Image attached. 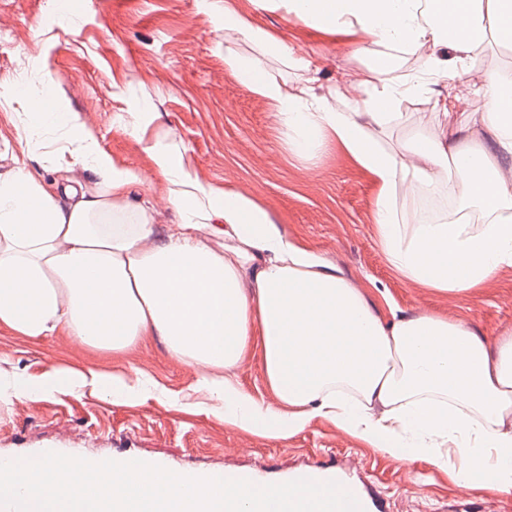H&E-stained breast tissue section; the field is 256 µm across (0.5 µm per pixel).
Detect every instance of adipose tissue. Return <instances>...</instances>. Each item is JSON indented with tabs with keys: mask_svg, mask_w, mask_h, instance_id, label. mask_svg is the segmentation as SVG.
Instances as JSON below:
<instances>
[{
	"mask_svg": "<svg viewBox=\"0 0 512 512\" xmlns=\"http://www.w3.org/2000/svg\"><path fill=\"white\" fill-rule=\"evenodd\" d=\"M302 20L370 35L378 50L361 112H339L310 83L289 88L254 59L240 75L271 99L304 153L342 146L377 187V239L406 280L463 293L512 265V72H492L478 92L479 117L449 129L451 96L436 98V122L400 151L372 134L433 77L456 85L470 51L487 36L512 41V0H288ZM425 59L398 74L400 52ZM59 126L57 173L45 182L26 166L0 179V325L30 337L62 331L123 350L148 336L199 369L195 406L225 422L288 438L313 417L334 420L370 446L407 460L452 467L465 488L490 477L512 492V339L496 351L469 327L432 315L384 321L366 294L321 258L283 237L253 201L205 188L180 159L156 151L158 174L180 221L157 234L141 175L100 148L77 117L37 112L23 125L41 140ZM98 178L91 193L74 172ZM462 194L487 218L407 223L415 194ZM209 234L223 250L202 246ZM259 347L275 402L256 398L235 370ZM114 400L148 392L142 377L105 381L95 371L49 373Z\"/></svg>",
	"mask_w": 512,
	"mask_h": 512,
	"instance_id": "1",
	"label": "adipose tissue"
}]
</instances>
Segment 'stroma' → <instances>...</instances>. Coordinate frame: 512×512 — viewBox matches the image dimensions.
<instances>
[{
    "label": "stroma",
    "mask_w": 512,
    "mask_h": 512,
    "mask_svg": "<svg viewBox=\"0 0 512 512\" xmlns=\"http://www.w3.org/2000/svg\"><path fill=\"white\" fill-rule=\"evenodd\" d=\"M284 41L290 57L265 54L225 14ZM370 36L333 31L289 13L284 0H0V93L20 80L50 79L53 93L44 110L76 116L100 147L144 180L155 224L177 223V208L158 175L153 146L182 159L207 188H227L253 199L290 241L319 254L351 285L363 290L384 321L393 315L428 314L464 322L488 344L512 335V267L478 288L457 294L403 279L387 262L376 235L377 188L341 147L328 144L308 157L273 119V102L226 62V53L261 59L279 82L290 86L315 69L314 92L337 110L359 112L363 94L339 93L344 76H371ZM478 67L460 81L449 126L471 122L484 111L475 90L489 73L512 69V42L494 36L474 50ZM25 105L0 101V177L17 164L36 174L51 168L54 134L33 142L23 133ZM131 112L149 115L145 132L126 121ZM430 95L401 104L399 117L377 130L388 150L399 149L433 121ZM56 367L104 375L154 379L157 392L113 401L111 396L69 387L52 393L13 395L16 381L33 382ZM195 365L175 358L157 338L112 351L81 345L57 333L33 338L0 326V452L23 453L57 439L89 454L139 451L175 466L252 468L270 474L315 460L357 464L373 484L386 512H448L465 500L469 512H512V494L490 480L468 489L449 470L408 461L369 447L335 422L317 416L288 440L225 423L222 413L183 406L193 397Z\"/></svg>",
    "instance_id": "stroma-1"
}]
</instances>
